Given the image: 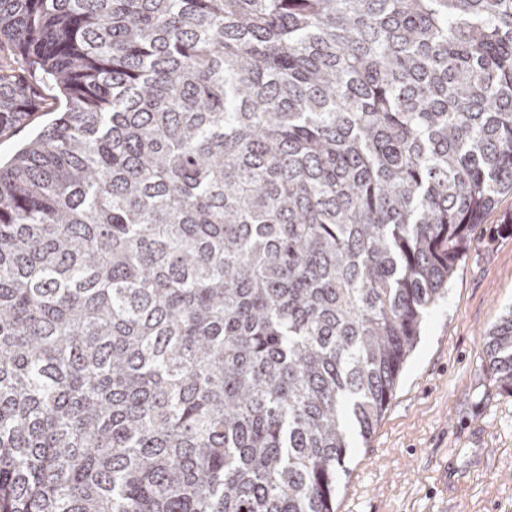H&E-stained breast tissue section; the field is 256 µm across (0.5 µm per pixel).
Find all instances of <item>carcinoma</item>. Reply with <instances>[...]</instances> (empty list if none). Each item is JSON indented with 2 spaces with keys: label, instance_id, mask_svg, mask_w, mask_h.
<instances>
[{
  "label": "carcinoma",
  "instance_id": "carcinoma-1",
  "mask_svg": "<svg viewBox=\"0 0 512 512\" xmlns=\"http://www.w3.org/2000/svg\"><path fill=\"white\" fill-rule=\"evenodd\" d=\"M0 512H336L512 192V0H0ZM512 393V310L487 332ZM50 108L44 112H37L31 117L27 126L20 127L10 135L0 136V159L8 160L18 149L19 145L35 134L54 118V112H60L64 107V100L59 98L57 91L51 87L45 89Z\"/></svg>",
  "mask_w": 512,
  "mask_h": 512
}]
</instances>
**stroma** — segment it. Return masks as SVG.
Segmentation results:
<instances>
[{"mask_svg":"<svg viewBox=\"0 0 512 512\" xmlns=\"http://www.w3.org/2000/svg\"><path fill=\"white\" fill-rule=\"evenodd\" d=\"M0 136V159L49 124L64 103ZM512 193L478 227L426 316L392 399L368 439L352 436L336 479V512H512V393L488 366L486 332L512 308Z\"/></svg>","mask_w":512,"mask_h":512,"instance_id":"1","label":"stroma"}]
</instances>
